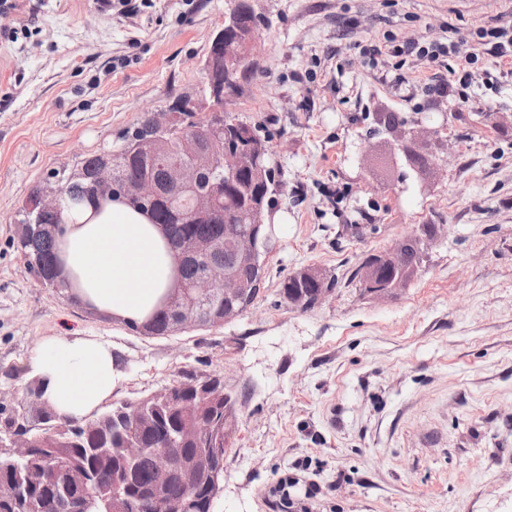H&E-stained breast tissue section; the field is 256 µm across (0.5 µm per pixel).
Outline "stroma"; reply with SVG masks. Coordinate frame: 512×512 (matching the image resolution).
<instances>
[{
	"label": "stroma",
	"instance_id": "35a3bbf8",
	"mask_svg": "<svg viewBox=\"0 0 512 512\" xmlns=\"http://www.w3.org/2000/svg\"><path fill=\"white\" fill-rule=\"evenodd\" d=\"M264 23L224 109L271 150L274 225L265 283L234 321L147 336L44 287L17 249L16 213L90 153L179 96L230 0H12L0 13V407L31 411L30 366L48 336L111 344V403L183 369L237 397L218 512H273L264 496L307 463L325 512H512V65L480 28L512 26V0H249ZM455 42L458 57L370 56L387 38ZM470 65L465 101L424 85ZM398 112L447 151L421 171L398 151ZM441 227L391 298L365 294L370 254ZM321 269L334 290L289 308L281 281Z\"/></svg>",
	"mask_w": 512,
	"mask_h": 512
}]
</instances>
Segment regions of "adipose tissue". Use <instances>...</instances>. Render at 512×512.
<instances>
[{
    "mask_svg": "<svg viewBox=\"0 0 512 512\" xmlns=\"http://www.w3.org/2000/svg\"><path fill=\"white\" fill-rule=\"evenodd\" d=\"M62 274L87 305L144 322L167 297L173 259L149 218L113 202L99 212L70 211L59 239ZM31 375L58 415L81 419L112 394L117 365L110 345L82 336H50Z\"/></svg>",
    "mask_w": 512,
    "mask_h": 512,
    "instance_id": "adipose-tissue-1",
    "label": "adipose tissue"
}]
</instances>
